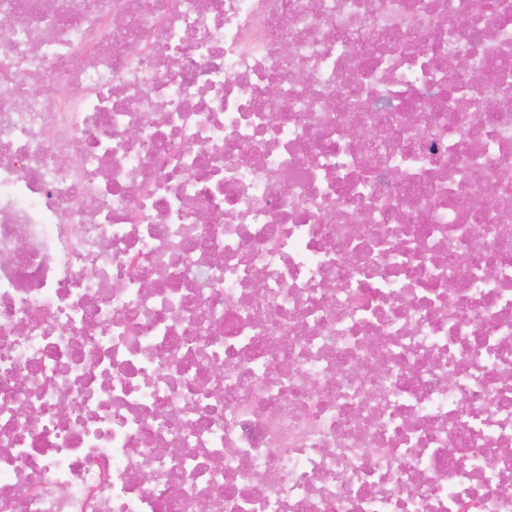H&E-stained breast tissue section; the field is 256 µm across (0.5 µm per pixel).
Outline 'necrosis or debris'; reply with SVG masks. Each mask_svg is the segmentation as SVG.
Instances as JSON below:
<instances>
[{"instance_id":"1","label":"necrosis or debris","mask_w":512,"mask_h":512,"mask_svg":"<svg viewBox=\"0 0 512 512\" xmlns=\"http://www.w3.org/2000/svg\"><path fill=\"white\" fill-rule=\"evenodd\" d=\"M0 18V512H512V0Z\"/></svg>"}]
</instances>
